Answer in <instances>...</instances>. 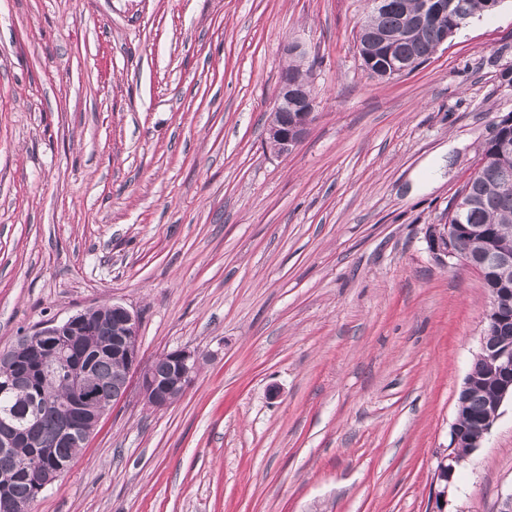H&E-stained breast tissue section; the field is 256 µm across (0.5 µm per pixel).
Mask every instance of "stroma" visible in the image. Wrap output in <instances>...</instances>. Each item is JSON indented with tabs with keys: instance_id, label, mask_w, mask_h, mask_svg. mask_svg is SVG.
I'll use <instances>...</instances> for the list:
<instances>
[{
	"instance_id": "1",
	"label": "stroma",
	"mask_w": 512,
	"mask_h": 512,
	"mask_svg": "<svg viewBox=\"0 0 512 512\" xmlns=\"http://www.w3.org/2000/svg\"><path fill=\"white\" fill-rule=\"evenodd\" d=\"M368 0H0V352L118 303L138 376L31 512H500L512 401L436 504L491 295L432 255L512 114V0L409 74L357 50ZM300 43L315 120L266 132Z\"/></svg>"
}]
</instances>
